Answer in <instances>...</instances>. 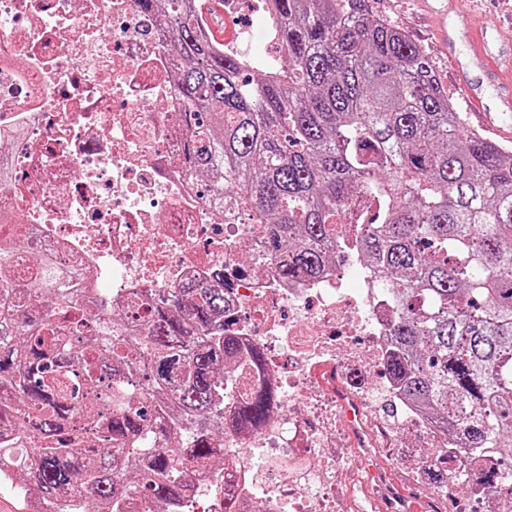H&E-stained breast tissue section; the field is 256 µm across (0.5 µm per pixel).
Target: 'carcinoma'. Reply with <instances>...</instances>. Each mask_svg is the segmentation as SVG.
<instances>
[{"label": "carcinoma", "instance_id": "cac0c4a2", "mask_svg": "<svg viewBox=\"0 0 512 512\" xmlns=\"http://www.w3.org/2000/svg\"><path fill=\"white\" fill-rule=\"evenodd\" d=\"M174 32L172 65L183 102L185 174L206 191L249 205L282 278L313 276L355 237L363 264L392 286L398 312L386 369L433 410L448 453L491 455L512 479V147L466 128L428 51L369 9V0H272L279 69L245 81V59L202 32L186 0H141ZM21 245L0 238V424L25 453L23 483L45 496L83 493L73 512H124L137 471L150 478L148 512H179L188 467L224 455L202 428L171 448L169 413L202 417L220 404L224 363L252 381L228 425L262 428L277 401L261 378L265 354L224 334V289L181 288L138 328L116 326L74 351L62 338L79 317L78 270L48 257L23 288ZM50 295L54 316L32 292ZM112 360V404L84 398L101 382L98 347ZM157 398L133 407L134 392ZM82 417L128 448H85L68 434ZM150 435L159 448L141 446Z\"/></svg>", "mask_w": 512, "mask_h": 512}]
</instances>
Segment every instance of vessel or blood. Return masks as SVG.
<instances>
[{"label": "vessel or blood", "mask_w": 512, "mask_h": 512, "mask_svg": "<svg viewBox=\"0 0 512 512\" xmlns=\"http://www.w3.org/2000/svg\"><path fill=\"white\" fill-rule=\"evenodd\" d=\"M466 127L512 140V50L498 45L458 0H426Z\"/></svg>", "instance_id": "1"}]
</instances>
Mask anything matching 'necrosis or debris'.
<instances>
[{
    "instance_id": "4bbe7bcc",
    "label": "necrosis or debris",
    "mask_w": 512,
    "mask_h": 512,
    "mask_svg": "<svg viewBox=\"0 0 512 512\" xmlns=\"http://www.w3.org/2000/svg\"><path fill=\"white\" fill-rule=\"evenodd\" d=\"M203 31L225 50L278 59L275 42L251 46L268 26V0H196ZM173 42L140 0H0V207L13 216L0 236L33 239L28 266L51 257L83 276L86 315L71 344L99 335L113 314L149 321L157 302L202 282L224 291V321L242 348L269 355L265 379L280 394L258 433L224 428L247 387L224 379V404L209 424L223 427L219 463L192 466L187 512H361L336 446L337 386L369 402L353 374H380L379 389L404 423L427 441L419 474L446 464L432 498L471 482L474 465L447 460L448 439L384 372L394 308L385 280L341 249L315 279L284 281L278 260L240 204L207 198L182 171L185 131L171 74Z\"/></svg>"
}]
</instances>
